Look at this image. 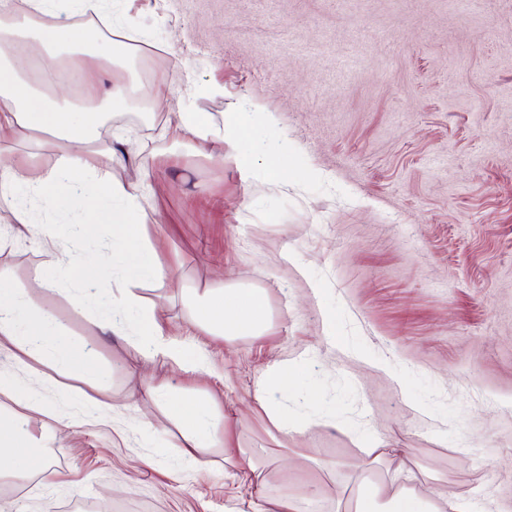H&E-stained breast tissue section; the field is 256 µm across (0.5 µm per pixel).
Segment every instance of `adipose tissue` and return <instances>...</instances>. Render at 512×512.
<instances>
[{
  "label": "adipose tissue",
  "instance_id": "ef3b65f1",
  "mask_svg": "<svg viewBox=\"0 0 512 512\" xmlns=\"http://www.w3.org/2000/svg\"><path fill=\"white\" fill-rule=\"evenodd\" d=\"M58 0H29L28 12L19 19L0 21V136L20 142L39 133L64 142L52 163L6 165L0 180V224L27 225L36 235L47 266L59 268L73 260L53 225L29 223L26 204L38 202L46 208L60 207V188L67 187L73 197L90 207L108 205V218L88 224H75L72 238L101 237L102 251L97 260L85 263L84 273L74 287L71 304L85 309L90 289L99 287L100 271L110 268L112 285L107 310L99 314L95 325L102 335L123 336L134 332L142 365L152 370L172 364L186 372L204 373L208 366L201 353L172 339L159 319V306L140 292L148 282L174 280L172 265L163 262L148 235V193L141 184L125 182L113 176L109 167L98 164L100 156L111 163H123L119 149L100 140V130L115 107L124 105L133 85L115 83L104 96L90 95L82 106L68 100L66 84L54 86L52 95L27 87L22 74L32 57L45 58V74L53 76L58 64L56 54L81 56L86 64L87 82L97 83L100 64L130 71V56L124 42L95 36L91 44L82 43L71 22L56 18ZM251 118L247 112H228L223 123H216L205 112L177 113L174 133L196 150L228 147L238 170L253 176L259 163L255 154L242 153L240 137ZM56 282L41 278L39 287L0 289V349H15L23 354L40 353L55 362L65 373L76 374L88 368L85 354L55 345L62 332L58 317L40 306L42 291L55 289ZM189 317L193 326L230 340L238 336L263 335L269 310L262 289L244 286L208 288L187 294ZM302 368L279 363L269 367L258 380L254 400L276 431L284 436L302 433L303 428L290 421L276 399L278 392L292 385ZM0 397L18 402L22 411L12 427L0 428V476L21 477L38 471L45 483H52L54 473L39 455L24 426L35 415H47L48 409L26 376L0 373ZM146 407L138 422L144 436H153L158 421L150 414L151 406L166 403L168 413L181 431L184 460L198 465L209 448L227 437L226 419L221 409L202 404L189 392L170 397L167 386L146 377L138 392ZM354 512H429L425 500L415 490L397 487L383 490L371 483L357 484L351 493Z\"/></svg>",
  "mask_w": 512,
  "mask_h": 512
}]
</instances>
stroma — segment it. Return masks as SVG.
Wrapping results in <instances>:
<instances>
[{
  "mask_svg": "<svg viewBox=\"0 0 512 512\" xmlns=\"http://www.w3.org/2000/svg\"><path fill=\"white\" fill-rule=\"evenodd\" d=\"M107 10L144 34L135 62L152 110L111 117L138 162L116 174L159 190L149 233L178 275L144 294L212 369L170 366L158 380L215 401L232 447L262 468L265 496L298 498L302 512H346L364 480L413 486L437 510L456 495L475 512H512V0ZM257 106L242 146L270 160L275 181L173 143L168 122L182 109L219 122ZM0 235L6 287H37V240ZM81 273L56 271L41 303L66 328L59 346L92 352L89 371L26 359L51 410L28 430L55 482L0 478V512H253L235 456L216 447L188 468L172 423L149 443L137 433L136 338L101 335L71 307ZM226 284L264 289V335L227 342L189 327L183 289ZM293 361L304 372L279 400L306 428L287 439L251 405L266 369ZM88 396L110 398L124 425L84 410ZM374 440L397 455L372 460ZM158 448L162 465L147 468Z\"/></svg>",
  "mask_w": 512,
  "mask_h": 512,
  "instance_id": "1",
  "label": "stroma"
}]
</instances>
